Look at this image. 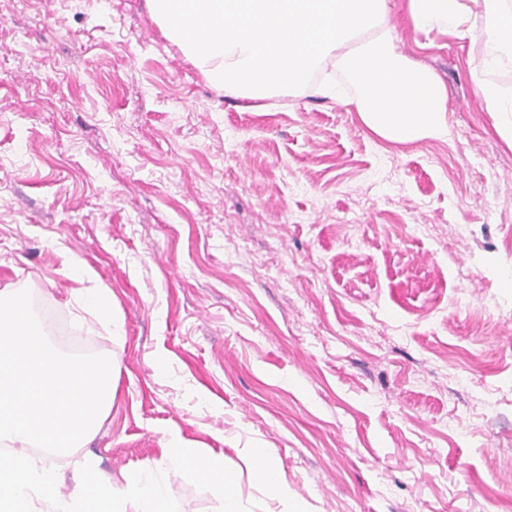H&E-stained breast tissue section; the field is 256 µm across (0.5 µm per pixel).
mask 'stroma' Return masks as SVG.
I'll return each mask as SVG.
<instances>
[{
  "instance_id": "stroma-1",
  "label": "stroma",
  "mask_w": 512,
  "mask_h": 512,
  "mask_svg": "<svg viewBox=\"0 0 512 512\" xmlns=\"http://www.w3.org/2000/svg\"><path fill=\"white\" fill-rule=\"evenodd\" d=\"M403 2L444 140L226 94L146 0H0V290L115 362L83 446L102 478L172 439L223 456L242 512H512V146L480 95L512 94V51L477 16L462 42L414 31ZM162 471L179 512H219L201 475ZM251 467L257 479L266 486L271 493L288 497V485L281 472L276 469L262 453L252 455Z\"/></svg>"
}]
</instances>
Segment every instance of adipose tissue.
Masks as SVG:
<instances>
[{
    "label": "adipose tissue",
    "mask_w": 512,
    "mask_h": 512,
    "mask_svg": "<svg viewBox=\"0 0 512 512\" xmlns=\"http://www.w3.org/2000/svg\"><path fill=\"white\" fill-rule=\"evenodd\" d=\"M484 33L488 41L512 48V8L505 0H480ZM405 14L414 30H439L457 39L470 34L468 21L472 10L469 0H405ZM163 457L169 463L194 468L222 491L220 512H240L235 495L229 491V479L224 473V459L220 456L202 457L196 449L180 444L166 445Z\"/></svg>",
    "instance_id": "1"
}]
</instances>
